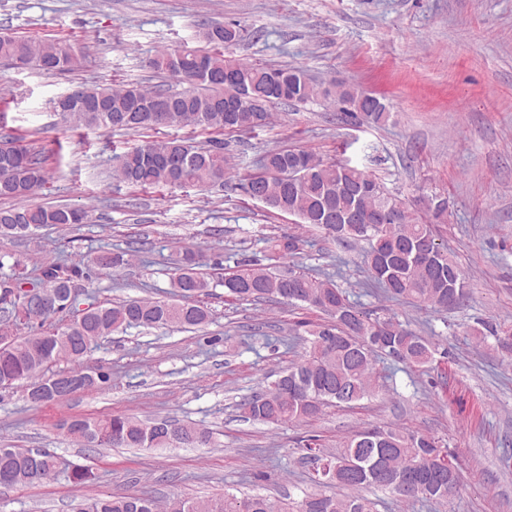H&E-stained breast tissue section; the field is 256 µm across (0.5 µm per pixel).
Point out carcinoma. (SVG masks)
I'll use <instances>...</instances> for the list:
<instances>
[{"label": "carcinoma", "instance_id": "1", "mask_svg": "<svg viewBox=\"0 0 512 512\" xmlns=\"http://www.w3.org/2000/svg\"><path fill=\"white\" fill-rule=\"evenodd\" d=\"M238 23L207 24L201 37L203 51L164 50L150 65L166 72L183 85L179 91L128 84L121 88L80 87L83 105L69 112L59 111L58 100L50 108L72 127L125 129L137 133L191 125L213 134L207 147L185 139L146 141L115 156V176L140 189L198 187L224 184V141L226 132L252 131L269 124L272 108L278 104L304 105L319 98L339 105L344 117L382 127L390 117L387 106L372 93L343 83L336 90L314 86L300 67L270 68L243 62L226 55V50L243 39ZM0 62L15 68H36L54 72L73 70L80 64L74 50L61 42L31 39L0 32ZM264 96L268 106L261 120L252 119L245 94ZM162 100L166 118L153 123L144 113L133 111L138 104ZM11 149L0 153V197L15 201L0 209V236L25 237L41 226L83 224L86 211L78 207L43 206L28 203L47 180V156L11 136ZM254 200L265 197L278 201L276 213L297 217L302 224L326 230L336 241L354 245L367 242L364 264L372 281L385 288L393 299L418 307L446 310L448 292L457 295L456 304L467 296L466 285L454 290L448 284L457 277L465 280L458 263L436 240L431 225L409 210L399 197L389 193L378 178L342 162H326L304 149H272L243 183ZM400 210L396 223L377 224L364 230L339 224L334 218L352 211L375 213L387 208ZM431 240V249L416 253L419 243ZM273 253L293 258L303 240L294 234L267 238ZM102 270H115L128 263L125 252L104 250L94 259ZM200 259L186 248L178 259L171 281L170 300L132 298L116 302H91L90 312L80 318L77 304L58 295V306L34 313L36 330L17 336L12 347L0 349V388L17 382L36 388L39 406L58 402L66 396L56 378L72 381L89 379L82 390L93 392L108 376L83 364V357L99 340L131 327L173 326L197 329L211 321V312L199 300L211 283L199 272ZM87 276L78 264H46L38 280L28 278L0 281V304L17 308L27 296L26 284L36 288L60 289ZM229 297L254 302H279L305 306L328 317L311 323L298 361L267 384L265 389L243 401L244 418L264 424L305 421L323 407L350 405L373 396L379 390L376 361L387 357L410 368L432 363L435 347L425 337L393 319L373 318L349 300L345 291L328 278L303 271L286 274L268 271L256 260H242L237 269L224 276ZM65 361V373L46 375L49 367ZM65 433L87 448H188L210 440L207 431L175 421L157 425L126 414L76 417L65 425ZM316 464L318 484L325 491L306 496L301 502L263 495L238 497L226 493L206 500L145 495H110L96 498L78 512H375V502L362 494L369 488L389 491L406 502L448 500L460 484V473L439 440L428 433L404 431L391 426H374L351 436L336 453L321 455L309 446ZM56 458L48 450L34 457L29 448H0V474L13 476L11 486L49 479ZM412 475L420 489L415 493L397 491L391 482ZM348 489L351 495L335 489Z\"/></svg>", "mask_w": 512, "mask_h": 512}]
</instances>
